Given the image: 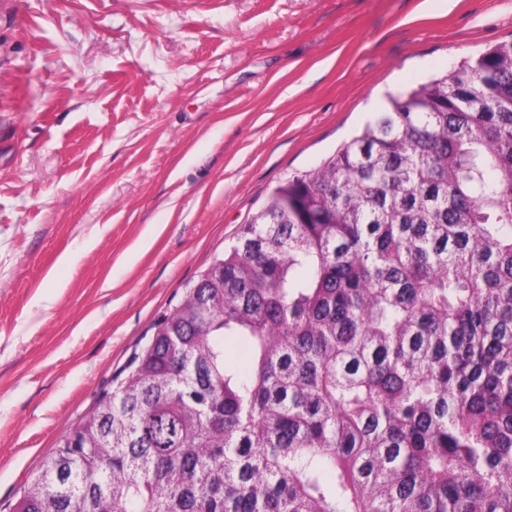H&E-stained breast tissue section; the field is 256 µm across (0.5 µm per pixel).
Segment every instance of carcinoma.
<instances>
[{
	"label": "carcinoma",
	"instance_id": "obj_1",
	"mask_svg": "<svg viewBox=\"0 0 512 512\" xmlns=\"http://www.w3.org/2000/svg\"><path fill=\"white\" fill-rule=\"evenodd\" d=\"M7 509L512 512V41L275 187Z\"/></svg>",
	"mask_w": 512,
	"mask_h": 512
}]
</instances>
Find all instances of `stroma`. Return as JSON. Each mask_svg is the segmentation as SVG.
Returning a JSON list of instances; mask_svg holds the SVG:
<instances>
[{
  "mask_svg": "<svg viewBox=\"0 0 512 512\" xmlns=\"http://www.w3.org/2000/svg\"><path fill=\"white\" fill-rule=\"evenodd\" d=\"M512 0H0V510L288 176Z\"/></svg>",
  "mask_w": 512,
  "mask_h": 512,
  "instance_id": "obj_1",
  "label": "stroma"
}]
</instances>
